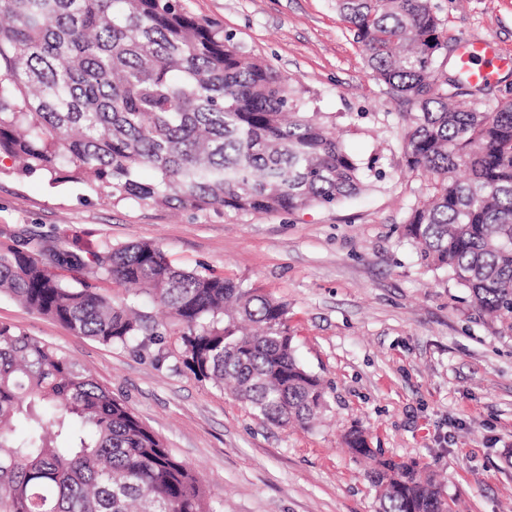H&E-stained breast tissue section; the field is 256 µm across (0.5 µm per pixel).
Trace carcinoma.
I'll use <instances>...</instances> for the list:
<instances>
[{"label": "carcinoma", "mask_w": 512, "mask_h": 512, "mask_svg": "<svg viewBox=\"0 0 512 512\" xmlns=\"http://www.w3.org/2000/svg\"><path fill=\"white\" fill-rule=\"evenodd\" d=\"M336 7L373 77L414 106L403 148L431 191L403 238L512 335V100L491 112L452 104L448 86L465 78L439 76L448 41L432 0ZM6 159L113 206L195 213L333 206L367 179L289 78L180 0H0ZM129 286L166 312L152 330L179 336L198 380L281 427L327 410L323 382L296 357L288 304L262 289L184 269L156 243H0V294L76 336L124 347L146 331L147 316L108 293ZM347 445L374 462L379 512H452L419 464L384 457L357 429ZM0 512L217 510L192 467L88 369L0 324Z\"/></svg>", "instance_id": "carcinoma-1"}]
</instances>
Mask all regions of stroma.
I'll return each instance as SVG.
<instances>
[{"instance_id":"stroma-1","label":"stroma","mask_w":512,"mask_h":512,"mask_svg":"<svg viewBox=\"0 0 512 512\" xmlns=\"http://www.w3.org/2000/svg\"><path fill=\"white\" fill-rule=\"evenodd\" d=\"M448 35L492 40L512 56V0H432ZM244 50L292 79L306 111L336 127L363 165L383 174L332 207L205 214L113 207L36 174L0 176V242L40 235L86 249L159 243L170 260L212 268L287 302L296 354L320 377L329 411L308 429L256 417L224 389L197 381L173 334L112 347L73 335L0 295V324L92 370L189 463L223 512H378L365 464L344 443L427 467L460 512H512V336L495 333L468 293L427 272L401 227L430 192L403 150L407 102L377 82L335 0H183ZM512 99V69L463 107Z\"/></svg>"}]
</instances>
